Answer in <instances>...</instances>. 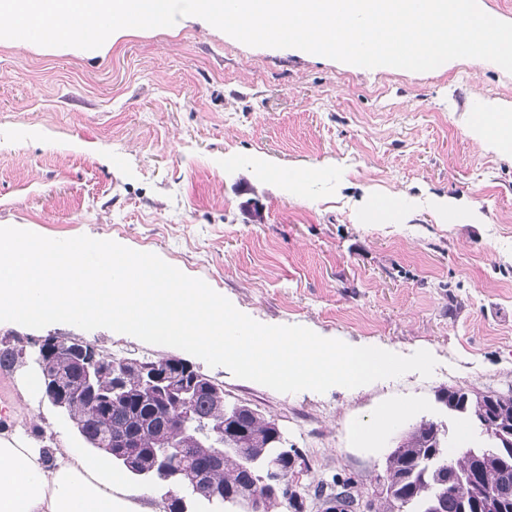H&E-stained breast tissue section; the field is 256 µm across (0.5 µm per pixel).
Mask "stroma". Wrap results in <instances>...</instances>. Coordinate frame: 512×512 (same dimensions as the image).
I'll return each instance as SVG.
<instances>
[{
    "label": "stroma",
    "mask_w": 512,
    "mask_h": 512,
    "mask_svg": "<svg viewBox=\"0 0 512 512\" xmlns=\"http://www.w3.org/2000/svg\"><path fill=\"white\" fill-rule=\"evenodd\" d=\"M512 105V73L481 59L428 72L358 69L295 48L245 45L202 18L116 31L95 51L0 39V225L86 235L151 252L267 325H300L402 356L409 372L346 389L287 394L192 363L227 402L275 419L305 461L295 481L373 491L400 436L360 428L403 405L401 425L444 424L488 439L438 402L441 389L512 394V153L472 125ZM399 193L369 221L368 193ZM469 209L446 221L442 200ZM55 334L105 355H177L107 328L0 322L22 345L0 403L27 436L83 448L47 405L26 414L33 340Z\"/></svg>",
    "instance_id": "stroma-1"
}]
</instances>
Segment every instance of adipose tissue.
<instances>
[{
	"label": "adipose tissue",
	"instance_id": "1",
	"mask_svg": "<svg viewBox=\"0 0 512 512\" xmlns=\"http://www.w3.org/2000/svg\"><path fill=\"white\" fill-rule=\"evenodd\" d=\"M476 128L485 144L512 149V108H483ZM0 512L154 510L105 457L45 447L5 422L0 424Z\"/></svg>",
	"mask_w": 512,
	"mask_h": 512
}]
</instances>
